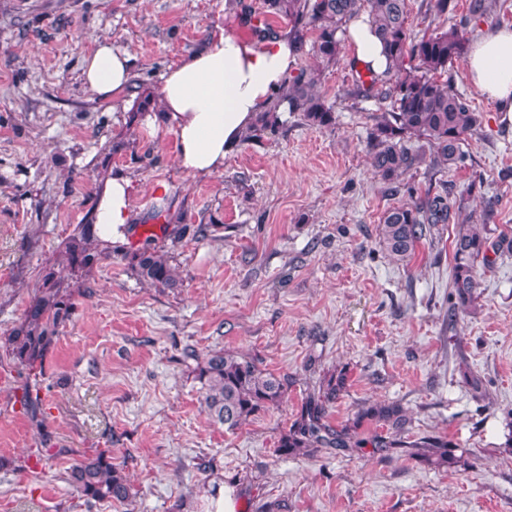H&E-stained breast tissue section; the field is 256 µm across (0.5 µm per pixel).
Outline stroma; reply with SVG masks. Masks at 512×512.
I'll return each instance as SVG.
<instances>
[{
	"instance_id": "obj_1",
	"label": "stroma",
	"mask_w": 512,
	"mask_h": 512,
	"mask_svg": "<svg viewBox=\"0 0 512 512\" xmlns=\"http://www.w3.org/2000/svg\"><path fill=\"white\" fill-rule=\"evenodd\" d=\"M452 0L466 38L512 27V0L486 22ZM232 16L227 0H0V512H214L216 492L237 512H512V253L486 269L473 314L443 325L454 303L458 219L407 261L379 244L385 212L431 192L467 195V210L512 241V120L467 81L448 82L480 112L464 158L397 188L375 175L367 147L372 100L350 98L347 63L326 69L319 92L336 124L313 129L282 113L262 140L240 145L221 172L180 171L174 132L131 118L159 75ZM100 38L132 57L129 105L113 109L81 79ZM118 153H107L112 142ZM128 172L134 205L169 249L181 286L132 276L120 252L72 288L76 310L41 369L14 363L4 342L23 318L38 276L95 204L101 170ZM191 231H163L151 188ZM211 225L198 236L194 227ZM230 350L288 375L279 408L229 431L209 418L188 351ZM344 372L331 411L352 423L362 406L397 402L407 436L457 442L456 464L434 468L403 449L277 448L309 392ZM477 372L482 396L466 385ZM107 452L130 479L124 504L86 500L67 479L82 456Z\"/></svg>"
}]
</instances>
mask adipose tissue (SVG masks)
<instances>
[{"label":"adipose tissue","mask_w":512,"mask_h":512,"mask_svg":"<svg viewBox=\"0 0 512 512\" xmlns=\"http://www.w3.org/2000/svg\"><path fill=\"white\" fill-rule=\"evenodd\" d=\"M346 59L357 70L379 73L387 60L366 17L347 27ZM128 52L110 42H96L83 65V82L99 99L120 105L130 89ZM296 46L281 34L262 43L242 37L235 28L214 30L193 53L160 75V112L152 125L169 126L175 135L178 167L191 176H208L224 168L246 130L269 97L297 65ZM472 86L496 111L512 116V28L489 27L474 38L465 58ZM99 236L107 244L125 241L136 221L132 177L116 171L95 200Z\"/></svg>","instance_id":"adipose-tissue-1"}]
</instances>
